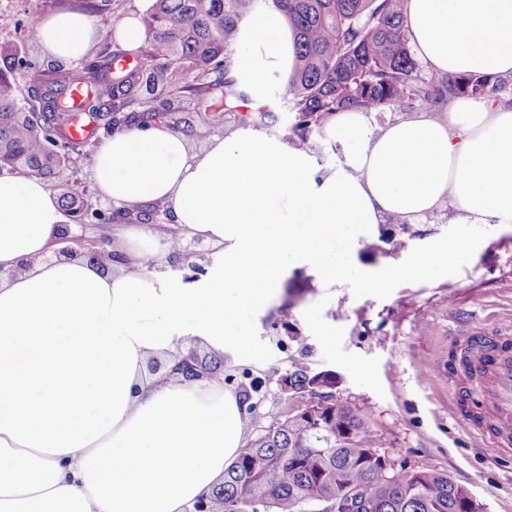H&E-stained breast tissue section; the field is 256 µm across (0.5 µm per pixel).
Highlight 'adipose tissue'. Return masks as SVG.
Wrapping results in <instances>:
<instances>
[{
	"mask_svg": "<svg viewBox=\"0 0 512 512\" xmlns=\"http://www.w3.org/2000/svg\"><path fill=\"white\" fill-rule=\"evenodd\" d=\"M411 49L436 74H512V0H405ZM86 15L43 18L54 59L86 56ZM296 60L292 30L268 6L239 24L230 76L255 104ZM324 168L313 150L253 127L201 152L162 123L102 142L93 178L120 207L160 203L164 228L119 231L117 259L47 261L69 213L36 175L0 176V512H190L245 446L246 405L223 380L163 378L149 363L193 340L242 352L227 333L257 309L283 269L343 273L340 244L364 227L447 212L452 224H512V105L456 100L376 126L371 112L328 116ZM210 244L201 278L183 283L147 262L175 239Z\"/></svg>",
	"mask_w": 512,
	"mask_h": 512,
	"instance_id": "adipose-tissue-1",
	"label": "adipose tissue"
}]
</instances>
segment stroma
Here are the masks:
<instances>
[{
	"mask_svg": "<svg viewBox=\"0 0 512 512\" xmlns=\"http://www.w3.org/2000/svg\"><path fill=\"white\" fill-rule=\"evenodd\" d=\"M146 0H125L120 15L88 8L99 37L87 54L120 53L113 33L123 17L143 11ZM77 0H0V42H17L29 15L75 11ZM208 99L191 97L183 114L193 125L192 152L213 137L236 131L214 121ZM368 233L348 249L341 284L326 288L305 264L287 268L258 310H241L236 328L248 331L253 361L225 355L224 375L244 393L253 411L246 436L254 438L280 419L288 395L268 368L304 362L333 374L337 401L369 414L390 457L410 470L439 471L465 486L483 512H512V455L470 432L456 414L452 385L427 368L435 355L456 352L471 331L512 325V226L449 224L440 216ZM461 243L453 261L429 275L363 288L389 265L411 264L448 242Z\"/></svg>",
	"mask_w": 512,
	"mask_h": 512,
	"instance_id": "obj_1",
	"label": "stroma"
}]
</instances>
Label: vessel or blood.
<instances>
[{"label":"vessel or blood","mask_w":512,"mask_h":512,"mask_svg":"<svg viewBox=\"0 0 512 512\" xmlns=\"http://www.w3.org/2000/svg\"><path fill=\"white\" fill-rule=\"evenodd\" d=\"M458 363L452 386L464 424L495 447L512 449V330L465 335ZM475 396L482 403L478 411L467 406Z\"/></svg>","instance_id":"b4317fda"}]
</instances>
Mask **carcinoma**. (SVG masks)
<instances>
[{"label": "carcinoma", "instance_id": "carcinoma-1", "mask_svg": "<svg viewBox=\"0 0 512 512\" xmlns=\"http://www.w3.org/2000/svg\"><path fill=\"white\" fill-rule=\"evenodd\" d=\"M281 10L297 35L293 73L284 84L285 111L294 116L293 142L313 147L323 118L333 112H396L411 101L438 111L460 97H496L512 80L479 74H427L414 58L403 24L404 0H150L142 14L146 42L137 63L119 54L95 64L56 61L26 70L25 53L38 44L39 16L28 19L22 42L0 43V172L38 175L58 190L81 220L110 224L132 212L105 213L84 206L83 190L63 178L67 157L84 144L71 139L74 113L94 132L111 135L150 121L188 123L152 102L160 95L210 94L220 88L219 119L267 126L272 109L251 108L246 91L228 77L238 25L262 5ZM28 78L26 104L16 88ZM299 397L311 384L334 382L327 372L296 364L288 371ZM383 441L366 417L336 402L321 415L274 423L227 467L210 494L219 512H320L353 496L338 512H482L468 490L435 471H390L375 454Z\"/></svg>", "mask_w": 512, "mask_h": 512}]
</instances>
